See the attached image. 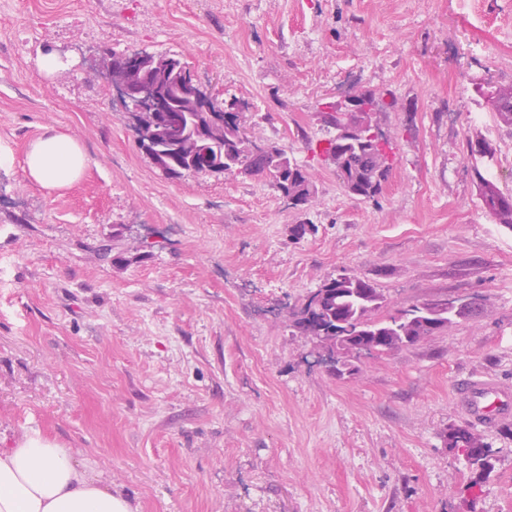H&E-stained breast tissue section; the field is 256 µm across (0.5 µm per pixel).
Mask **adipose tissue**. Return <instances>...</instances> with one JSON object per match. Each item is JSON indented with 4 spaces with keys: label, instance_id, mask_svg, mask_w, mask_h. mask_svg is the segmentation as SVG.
<instances>
[{
    "label": "adipose tissue",
    "instance_id": "1",
    "mask_svg": "<svg viewBox=\"0 0 512 512\" xmlns=\"http://www.w3.org/2000/svg\"><path fill=\"white\" fill-rule=\"evenodd\" d=\"M88 156L69 129H46L24 157L28 177L48 191L71 187ZM0 512H136L123 494L66 449L38 436L0 448Z\"/></svg>",
    "mask_w": 512,
    "mask_h": 512
}]
</instances>
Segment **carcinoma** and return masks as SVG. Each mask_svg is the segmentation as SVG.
<instances>
[{"label": "carcinoma", "mask_w": 512, "mask_h": 512, "mask_svg": "<svg viewBox=\"0 0 512 512\" xmlns=\"http://www.w3.org/2000/svg\"><path fill=\"white\" fill-rule=\"evenodd\" d=\"M156 79L164 87L168 105L180 109L182 101L177 91V79L159 72ZM367 95L373 111L350 115L343 120L346 135L337 134L328 139L321 155L330 162L347 193L361 198H373L382 190L392 165V147L388 140L379 143L369 138L374 126L373 113L383 108V101L375 93ZM498 118L512 125V86L497 87L487 93ZM255 143L244 136L240 113L224 116V142L214 145L208 140H197L192 157H187L184 140L164 142L157 147L165 174L181 178L194 175L216 163H224V174H250L271 178L280 196L294 209L309 206L315 198V187L310 174L295 159L275 143L257 153ZM470 154L481 159L492 158L491 145L482 137L468 140ZM479 195L484 207L496 223L512 230V195L498 186L474 166ZM384 294L364 278L339 272L325 280L307 297L303 306L291 315L290 326L304 336H343L348 341L370 347L380 353L413 346L429 336L463 319L461 313L445 307L439 313L431 310L430 302H418L396 309L385 315ZM448 447L462 452L467 462L477 471L473 488L486 480L494 469V454L470 426H454L446 434Z\"/></svg>", "instance_id": "carcinoma-1"}]
</instances>
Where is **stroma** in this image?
<instances>
[{
	"mask_svg": "<svg viewBox=\"0 0 512 512\" xmlns=\"http://www.w3.org/2000/svg\"><path fill=\"white\" fill-rule=\"evenodd\" d=\"M141 50L244 102L249 138L305 164L314 202L156 168L103 77ZM47 51L69 67L45 75ZM510 85L512 0H0V448L55 442L137 512H512V420L484 432L495 469L474 496L444 438L466 422L456 378L512 383V230L467 151L488 140L483 167L512 194V125L486 98ZM364 90L393 148L371 199L317 151L325 104ZM47 126L89 158L62 192L23 169ZM342 269L393 310L485 312L340 380L288 315ZM473 169L484 207L497 224L512 230V195L504 194L490 178L481 172L478 165Z\"/></svg>",
	"mask_w": 512,
	"mask_h": 512,
	"instance_id": "35a3bbf8",
	"label": "stroma"
}]
</instances>
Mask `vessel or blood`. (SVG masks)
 Masks as SVG:
<instances>
[{
	"label": "vessel or blood",
	"instance_id": "1",
	"mask_svg": "<svg viewBox=\"0 0 512 512\" xmlns=\"http://www.w3.org/2000/svg\"><path fill=\"white\" fill-rule=\"evenodd\" d=\"M453 396L468 422L488 430L512 419V387L485 376L468 375L456 380Z\"/></svg>",
	"mask_w": 512,
	"mask_h": 512
}]
</instances>
